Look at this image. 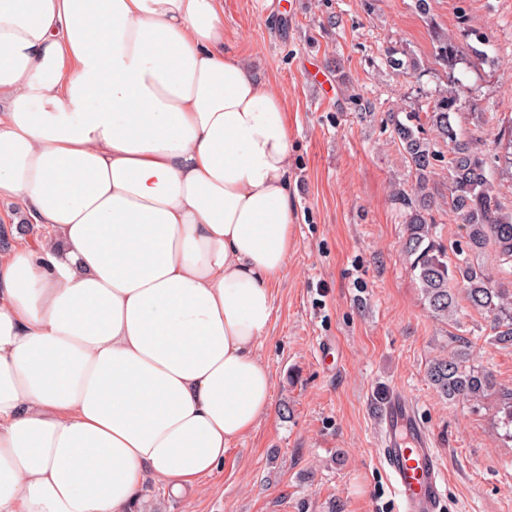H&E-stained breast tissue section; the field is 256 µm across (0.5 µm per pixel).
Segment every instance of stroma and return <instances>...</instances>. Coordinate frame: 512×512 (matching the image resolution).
Returning <instances> with one entry per match:
<instances>
[{"label":"stroma","mask_w":512,"mask_h":512,"mask_svg":"<svg viewBox=\"0 0 512 512\" xmlns=\"http://www.w3.org/2000/svg\"><path fill=\"white\" fill-rule=\"evenodd\" d=\"M429 3L424 15L415 0H224L225 42L288 100L294 246L259 348L273 407L199 491L177 497L146 482L142 512H396L376 422L394 389L412 397L442 455V512H512V439L494 424L497 395L451 404L427 379L458 331L512 388V349L489 345L490 320L469 305L457 330L429 312L391 201L393 184L415 177L386 122L406 110L426 124L433 96L458 90L453 127L484 155L512 211V166L497 146L512 138V0ZM443 32L457 49L446 62L436 55ZM391 49L419 70L390 68ZM429 191L441 242L454 247L464 230L448 202L447 162Z\"/></svg>","instance_id":"obj_1"}]
</instances>
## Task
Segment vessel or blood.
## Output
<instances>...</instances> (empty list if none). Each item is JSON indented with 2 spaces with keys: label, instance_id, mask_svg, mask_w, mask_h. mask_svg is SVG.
Wrapping results in <instances>:
<instances>
[{
  "label": "vessel or blood",
  "instance_id": "vessel-or-blood-1",
  "mask_svg": "<svg viewBox=\"0 0 512 512\" xmlns=\"http://www.w3.org/2000/svg\"><path fill=\"white\" fill-rule=\"evenodd\" d=\"M377 425L399 512H440L445 490L439 453L411 397L391 391L378 408Z\"/></svg>",
  "mask_w": 512,
  "mask_h": 512
}]
</instances>
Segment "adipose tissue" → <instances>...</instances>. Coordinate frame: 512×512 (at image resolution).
<instances>
[{
	"label": "adipose tissue",
	"mask_w": 512,
	"mask_h": 512,
	"mask_svg": "<svg viewBox=\"0 0 512 512\" xmlns=\"http://www.w3.org/2000/svg\"><path fill=\"white\" fill-rule=\"evenodd\" d=\"M288 104L224 0H0V512H137L272 408Z\"/></svg>",
	"instance_id": "ef3b65f1"
}]
</instances>
